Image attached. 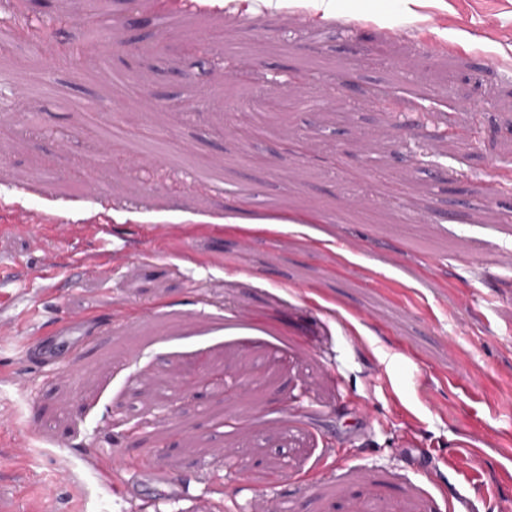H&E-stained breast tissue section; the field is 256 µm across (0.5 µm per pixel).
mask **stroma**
Listing matches in <instances>:
<instances>
[{
	"label": "stroma",
	"instance_id": "1",
	"mask_svg": "<svg viewBox=\"0 0 512 512\" xmlns=\"http://www.w3.org/2000/svg\"><path fill=\"white\" fill-rule=\"evenodd\" d=\"M137 11L0 0V512H98L140 448L187 494L112 512H512V0ZM34 304L95 341L42 367Z\"/></svg>",
	"mask_w": 512,
	"mask_h": 512
}]
</instances>
